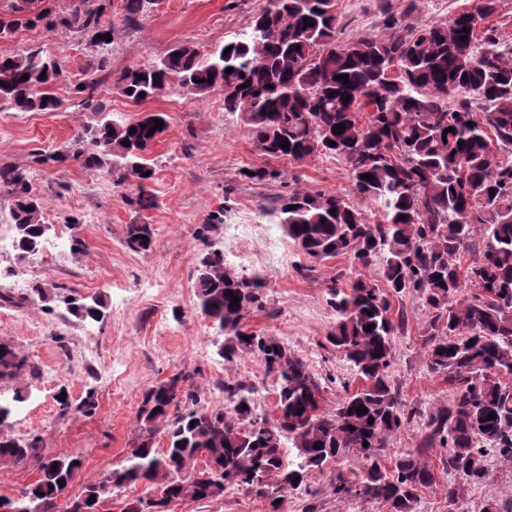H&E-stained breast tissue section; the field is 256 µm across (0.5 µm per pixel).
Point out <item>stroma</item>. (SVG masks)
Segmentation results:
<instances>
[{
	"label": "stroma",
	"mask_w": 512,
	"mask_h": 512,
	"mask_svg": "<svg viewBox=\"0 0 512 512\" xmlns=\"http://www.w3.org/2000/svg\"><path fill=\"white\" fill-rule=\"evenodd\" d=\"M264 5L265 0H162L136 25L125 24L122 12L113 10L109 68L118 73L150 65L186 41L204 51L214 50L242 33ZM339 9L342 39L379 33L376 0H340ZM78 40L62 26L17 33L12 41L15 50L43 44L65 62L66 76L54 88L63 105L55 112H0V165L28 171L44 204L43 221L51 227L49 241L64 242L40 262L19 260L12 249L0 250V292L28 298L21 308L0 306V341L8 342L40 372L36 379L25 374L0 380L1 402H11L17 390L28 393L0 424V433L40 438L45 456H77L81 465L70 484L74 496L100 482L140 441L138 412L148 388L177 372H189L201 405L218 409L224 405L220 382L263 373L257 358H220L216 344L221 335L196 307L197 262L208 250L229 246L230 225H253L251 264L239 272H258L265 279L264 307L246 316L247 329L287 342L309 364L324 386L328 411L344 394L336 380L348 369L327 341L335 317L324 282L350 268L347 257L315 264L293 246L287 267L267 265L264 226L272 221L267 207L299 184L347 193L349 179L343 163L332 156L303 163L264 156L239 116L225 112L224 96L218 91L195 94L174 83L161 96L136 105L110 85L100 88L115 116H166L168 127L147 156L155 171L158 208L139 210L129 202L136 191L133 182L116 183L110 176L88 171L81 162L36 164V153L67 149L91 117L74 91L84 63ZM263 170L267 178L254 180V172ZM218 207L224 210L223 224L201 232L204 217ZM131 224L151 226L150 251L135 252L126 246ZM74 238L84 242V249L70 248ZM310 264L314 272L301 275V267ZM37 282L45 287L47 299L32 295ZM70 295L102 297L103 319L90 322L72 316L63 302ZM393 308L406 318L405 333L396 339L394 380L407 408L423 410L446 400L448 386L427 370L424 311L408 298L394 301ZM62 387L74 406L67 413L56 401ZM89 397L96 404L92 413L77 412V405ZM441 457L437 448L426 455L435 481L422 492L417 512H483L492 502L512 512V466L489 459L484 483L466 488L452 505ZM354 466V461L342 459L331 462L324 472L309 474L310 494L288 495L287 512H385L378 504L343 502L332 494L331 477ZM170 512L269 509L254 493L235 489L216 500L175 503Z\"/></svg>",
	"instance_id": "1"
}]
</instances>
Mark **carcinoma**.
I'll return each instance as SVG.
<instances>
[{"label": "carcinoma", "instance_id": "1", "mask_svg": "<svg viewBox=\"0 0 512 512\" xmlns=\"http://www.w3.org/2000/svg\"><path fill=\"white\" fill-rule=\"evenodd\" d=\"M55 2L9 0L0 10V112L61 107L53 88L64 77L62 64L39 46L13 50L17 33L62 24L88 37L74 91L96 120L72 147L40 153L38 163L72 157L120 181L132 176L137 193L130 203L155 209V170L145 155L165 132L152 130L163 115L114 119L95 98L109 65L112 0L95 12L78 2L59 12ZM150 2L161 0H121L125 22L145 18ZM414 5L410 0L399 11L391 0H379L382 33L344 41L338 0H267L248 30L224 47L204 53L183 43L159 62L115 77L114 88L134 103L160 95L173 82L196 94L220 90L224 111L241 115L265 156L303 162L328 155L344 162L349 197L297 188L279 197L271 214L313 261L351 259L350 273L326 280L325 292L336 317L328 342L358 386L325 411L324 386L308 364L287 344L245 328L246 315L263 306L262 277L237 273L224 279V251L210 250L196 266L198 308L224 327L220 357L250 354L273 377L274 416L256 413L249 381L221 383L224 408L209 410L200 405L194 376L177 372L147 390L138 414L141 429L149 432L166 422V448L136 444L75 503L96 512L114 490L141 484L160 487L156 512H168L175 501L223 496L226 487L212 481L216 470L224 471L228 485L274 503L281 493L307 490L311 472L352 457L359 470L337 471L333 495L374 502L386 512H414L420 493L435 481L425 460L431 448L445 451L443 468L460 480L448 486L450 505L464 487L484 482L488 455L512 465V43L502 42L495 27L480 29L498 13L499 0H473L471 9L446 22L420 25L409 21ZM229 67L233 72H226ZM340 74L349 75L348 83L335 79ZM339 123L345 129L336 134ZM126 140L129 145H122ZM282 140L289 147H281ZM0 188L12 196L18 259L28 260L40 253L49 231L40 198L19 167L0 166ZM364 201L373 216L362 209ZM152 238L148 224L127 227L126 245L135 252L148 251ZM377 263L383 289L356 275ZM406 296L427 313V369L448 383L450 396L422 414L419 447L392 460L386 457L389 442L412 420L392 375L405 318L392 313L391 298ZM64 303L78 319L103 318L98 297L88 302L68 296ZM367 325L373 329L365 330ZM25 372L38 375L0 344V379ZM360 406L367 411L359 415L354 409ZM33 458L39 477L13 497L0 495V512H54L81 465L73 456H42L38 438L0 435V460L23 464ZM199 459L205 470L181 478L184 466Z\"/></svg>", "mask_w": 512, "mask_h": 512}]
</instances>
